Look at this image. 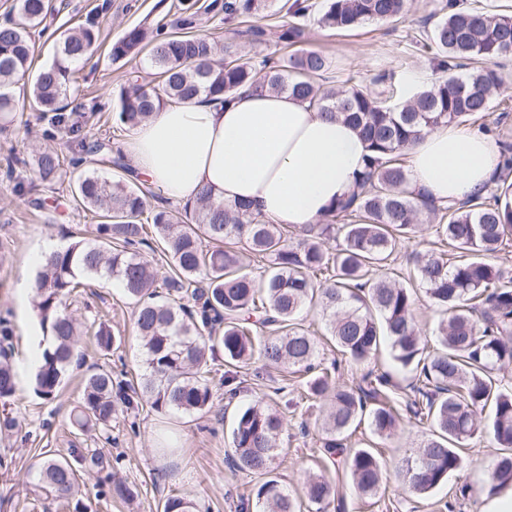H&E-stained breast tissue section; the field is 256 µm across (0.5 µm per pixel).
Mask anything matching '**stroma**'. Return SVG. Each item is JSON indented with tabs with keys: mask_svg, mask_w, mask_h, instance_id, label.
<instances>
[{
	"mask_svg": "<svg viewBox=\"0 0 512 512\" xmlns=\"http://www.w3.org/2000/svg\"><path fill=\"white\" fill-rule=\"evenodd\" d=\"M310 2L313 9L305 21L304 47L329 60L324 86L339 88L351 82L378 95L385 89L379 81L385 73H395L403 84L417 79L422 89L440 79L430 59L411 47L413 36L432 29L438 0H410L402 19L369 22L346 33L320 27L317 19L327 2ZM52 4V13L32 31L38 50L36 65L51 63L60 33L84 21L93 10L99 13L100 37L92 57L80 64L78 83L70 94L75 104L71 119L78 133L51 128L48 120L28 111L16 115L7 130L0 132V319L9 320L15 336L11 360L16 366L17 389L6 409L19 418L12 435L0 436V458L9 463L8 469H0V512H74L73 507L46 501L29 473L39 454L65 456L74 448H88L104 458L102 466L79 473L82 493L78 500L89 505L90 512H160L165 500L174 495L192 500L198 512H241L239 503L249 498L257 478L235 471L229 464L232 424L239 406L272 399L287 406V428L279 440L275 468L294 497H302L308 474L321 471L338 492L331 512H445L447 502L453 504V512H482L488 500V477L502 454L490 436L469 440L461 470L442 487L418 496L403 489L393 470L399 458L418 448L426 436L425 428L404 423L398 439L387 442L359 426L350 439L351 447L373 448L389 472L376 500L365 499L355 492L343 468L325 461L319 412L299 400L303 378L265 369L258 361L240 369L234 381L235 398L217 390L211 407L202 414L170 416L146 406L135 414L118 411L108 429L79 430L70 415L80 401L88 368H123L134 376L140 373L142 363L131 302L122 288H108L96 280L80 290L72 309L82 320L107 314L119 342L104 353L91 337H82L83 358L70 369L58 396L47 401L35 393L38 353L32 339L41 330L35 317V297L21 293L19 284L33 280L31 257L42 250L44 242L68 246L74 232L92 229L95 220L91 213L74 208L68 181L41 185L32 198L17 196L13 187L17 180L29 179L31 171L25 163L41 146L49 144L65 152L78 135L90 142L105 139L115 147L129 139V132L113 120L118 95L132 76L152 81L154 70L142 54L112 61L108 48L127 29H150L170 22L182 7L181 0H52ZM495 69L504 83L484 121L492 129L493 140L512 142V56L498 60ZM302 324L317 340L320 359L337 362L339 384H356L368 369L390 364L385 350L367 365L343 361L327 340L317 310L305 313ZM165 440L179 448V455H162L159 446ZM108 477L128 484L132 490L129 500L99 496Z\"/></svg>",
	"mask_w": 512,
	"mask_h": 512,
	"instance_id": "obj_1",
	"label": "stroma"
}]
</instances>
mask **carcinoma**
<instances>
[{
    "mask_svg": "<svg viewBox=\"0 0 512 512\" xmlns=\"http://www.w3.org/2000/svg\"><path fill=\"white\" fill-rule=\"evenodd\" d=\"M273 6L274 0L213 4L226 22L259 16ZM407 8L408 0H330L318 23L349 30L400 19ZM18 11L19 19L0 22V113L27 108L62 127L69 121L67 98L76 67L97 48L95 25L63 31L54 61L35 72L30 29L53 7L51 0H18ZM309 12L308 0H292V23L278 40L290 46L303 42L301 20ZM435 16L416 48L431 55L443 76L399 104L354 85L322 88L318 79L329 62L316 51L242 63L234 46L220 48L192 32L197 13L188 7L173 23L182 30L179 35L163 26L151 32L134 27L113 42L111 60L146 52L158 69V83L135 75L120 92L115 120L128 131L165 103L187 102L200 93L227 101L248 87L286 92L343 118L358 131L368 154L351 194L336 201L323 220L291 230L270 223L246 203L216 201L208 190L181 208L151 210L148 192L126 179L131 168L124 155L112 154L102 141L78 140L72 158L52 148L38 151L35 181L53 183L73 167L74 205L96 213L99 223L93 240L82 238L53 251L36 272L43 346L34 373L37 393L56 397L80 355V336L90 332L100 350L112 349V328L104 321L85 325L67 304L75 289L106 276L134 302L143 373L135 385L110 370L90 374L73 415L80 429L105 428L118 408L135 411L144 402L160 414L206 410L214 397L209 356L221 350L231 366L257 357L269 367L306 375L301 398L324 407V451L347 471L361 496L379 492L383 471L371 449L346 446L352 429L365 422L371 435L388 440L405 417L428 428L425 441L396 466L406 490L423 495L443 485L462 467V443L484 433L504 449L487 493L492 497L512 489V387L496 377L512 365V273L492 261L512 240V144L500 142L496 189L458 204L439 205L412 187L403 160L405 150L427 130L476 121L493 108L501 79L489 65L512 55V14L441 0ZM9 86L22 88V102L4 91ZM99 166L122 174L104 178ZM424 216L432 219L440 248L412 255L404 274L391 267V258L399 244L420 232ZM147 224L172 260L169 275L156 268ZM331 239L337 242L334 253L326 247ZM416 285L447 314L437 324L440 347L435 350L428 349L418 327ZM309 308L320 310L331 340L355 365L374 359L388 345L395 368L412 374L413 397L400 396L387 371L371 369L355 386L333 385L331 370L318 361L317 343L300 322ZM12 347L13 329L0 321L1 401L16 391ZM285 425L282 412L265 403L242 409L234 423V467L260 478L252 488L260 512H301L275 475ZM86 463L97 466L101 460L80 448L71 449L68 458H44L34 467L36 487L67 503L79 489L78 467ZM336 494L321 475L312 474L304 483L311 512H329ZM163 512L196 510L193 501L170 497Z\"/></svg>",
    "mask_w": 512,
    "mask_h": 512,
    "instance_id": "cac0c4a2",
    "label": "carcinoma"
}]
</instances>
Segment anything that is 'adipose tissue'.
Segmentation results:
<instances>
[{"instance_id": "ef3b65f1", "label": "adipose tissue", "mask_w": 512, "mask_h": 512, "mask_svg": "<svg viewBox=\"0 0 512 512\" xmlns=\"http://www.w3.org/2000/svg\"><path fill=\"white\" fill-rule=\"evenodd\" d=\"M120 149L135 174L173 202L208 190L291 228L317 223L349 195L366 154L343 120L286 93L246 89L228 103L202 95L166 104ZM407 155L411 184L448 204L482 192L499 152L484 135L441 124Z\"/></svg>"}]
</instances>
